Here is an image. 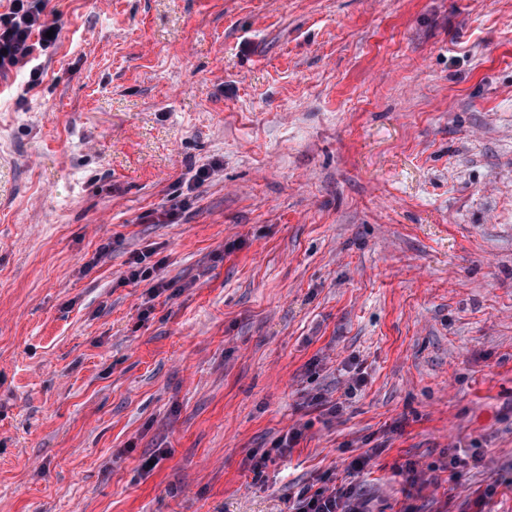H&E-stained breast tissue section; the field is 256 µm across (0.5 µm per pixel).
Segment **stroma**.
Returning a JSON list of instances; mask_svg holds the SVG:
<instances>
[{"label":"stroma","instance_id":"35a3bbf8","mask_svg":"<svg viewBox=\"0 0 512 512\" xmlns=\"http://www.w3.org/2000/svg\"><path fill=\"white\" fill-rule=\"evenodd\" d=\"M49 8L0 81V512H512V0ZM212 169L213 166L211 165H203L199 167L194 172V174L185 182L187 191L186 198L179 201V203L172 204L169 209H163L161 212H159L156 217H153V223H176V219L178 218L180 213L185 210L188 204V198H190V194L195 192L199 187H201L204 184L206 180L210 178ZM153 253L154 251L136 252L130 257L128 260V280L139 282L150 279L153 270L163 264L162 260H159L151 268L142 265ZM304 429V425L293 424L287 431L278 437L274 444V448L271 450L275 451L276 455L279 457L288 456V454L293 451L303 438ZM322 486L311 493L310 487L299 489L288 500L294 499L296 512H362L352 483L336 484L330 475L320 478Z\"/></svg>","mask_w":512,"mask_h":512}]
</instances>
